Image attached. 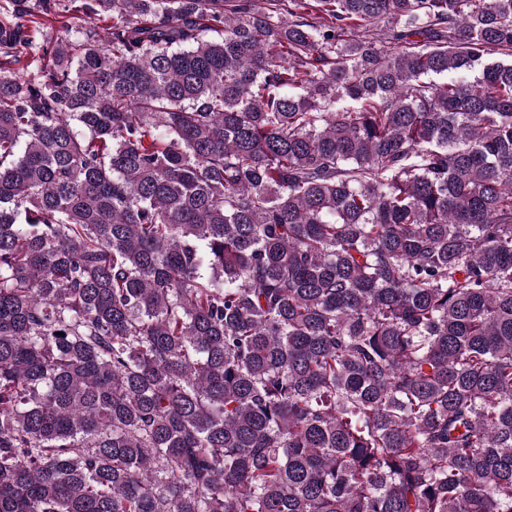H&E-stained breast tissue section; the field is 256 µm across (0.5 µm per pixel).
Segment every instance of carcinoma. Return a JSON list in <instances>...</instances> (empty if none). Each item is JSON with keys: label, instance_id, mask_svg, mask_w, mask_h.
I'll return each instance as SVG.
<instances>
[{"label": "carcinoma", "instance_id": "cac0c4a2", "mask_svg": "<svg viewBox=\"0 0 512 512\" xmlns=\"http://www.w3.org/2000/svg\"><path fill=\"white\" fill-rule=\"evenodd\" d=\"M0 512H512V0H0Z\"/></svg>", "mask_w": 512, "mask_h": 512}]
</instances>
